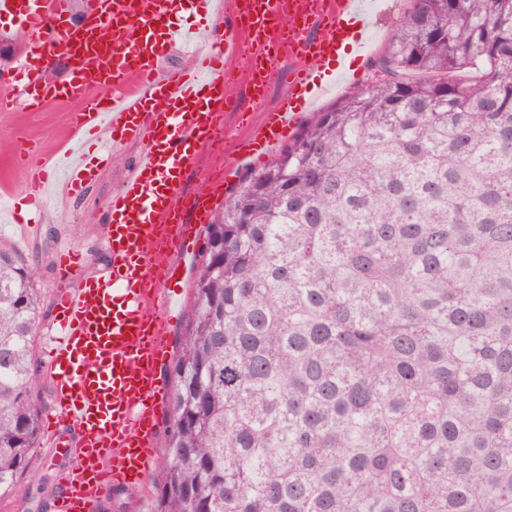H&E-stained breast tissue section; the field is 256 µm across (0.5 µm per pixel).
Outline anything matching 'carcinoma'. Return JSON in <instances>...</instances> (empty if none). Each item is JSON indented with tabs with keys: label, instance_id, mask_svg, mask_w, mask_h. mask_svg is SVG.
I'll use <instances>...</instances> for the list:
<instances>
[{
	"label": "carcinoma",
	"instance_id": "carcinoma-1",
	"mask_svg": "<svg viewBox=\"0 0 512 512\" xmlns=\"http://www.w3.org/2000/svg\"><path fill=\"white\" fill-rule=\"evenodd\" d=\"M378 78L206 226L151 512H512V0H410ZM0 243V500L42 438Z\"/></svg>",
	"mask_w": 512,
	"mask_h": 512
}]
</instances>
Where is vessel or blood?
Instances as JSON below:
<instances>
[{
  "instance_id": "vessel-or-blood-1",
  "label": "vessel or blood",
  "mask_w": 512,
  "mask_h": 512,
  "mask_svg": "<svg viewBox=\"0 0 512 512\" xmlns=\"http://www.w3.org/2000/svg\"><path fill=\"white\" fill-rule=\"evenodd\" d=\"M386 0H88L72 21L69 0H0V17L28 33L19 66L0 73V85L22 86L26 108L77 102L69 137L75 148L27 166L29 199L53 192L80 196L109 162L116 140L142 143L133 173L107 206L106 274H82L76 247L54 254L56 333L45 346L53 373L55 412L50 443L69 460L60 472L47 512H99L113 487L142 480L159 454L156 430L164 404L162 368L169 353L175 286L196 253L199 225L212 209L195 197L196 221L180 217L183 172L197 145L218 144L224 114L236 110L232 66L244 49L253 60L245 73L254 103H262L279 54L303 58L287 95L259 124L239 120L249 134L224 162L260 157L290 135L299 115L313 108L346 70L337 53L351 34L355 53L366 52ZM224 12L223 33L195 52L191 69L158 68L175 43L195 44L197 31L176 26L175 13ZM323 33L311 37L313 27ZM72 66L64 79L49 78L57 51ZM97 161H90L88 144Z\"/></svg>"
}]
</instances>
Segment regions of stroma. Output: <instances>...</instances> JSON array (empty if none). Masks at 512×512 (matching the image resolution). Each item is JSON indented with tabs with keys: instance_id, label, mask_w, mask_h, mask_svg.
Here are the masks:
<instances>
[{
	"instance_id": "stroma-1",
	"label": "stroma",
	"mask_w": 512,
	"mask_h": 512,
	"mask_svg": "<svg viewBox=\"0 0 512 512\" xmlns=\"http://www.w3.org/2000/svg\"><path fill=\"white\" fill-rule=\"evenodd\" d=\"M409 7V0H392L389 12L373 30L370 51L357 58L353 73L338 81L330 94L318 103V110H327L349 92L376 79L373 60L387 46ZM70 111V106L53 104L40 112L21 108L0 112V188H22L25 172L13 162L22 142L33 143L45 154L55 151L67 136ZM139 151L140 146L135 142L117 146L111 164L67 207L59 208L50 203L32 208L29 215L38 221L39 227L31 237H22L10 220L0 214V240L18 247L38 270L37 286L43 304L37 319V343H44L51 332L55 279L52 254L57 242L69 240L82 251L85 256L84 273L104 272L108 261L104 245L106 205L124 182ZM65 463L59 449L48 441H41L24 476V483L29 489L28 512H47L46 504L55 489L57 472ZM152 482L153 476L148 473L139 483L124 485L119 491L110 492L104 500L106 512H149L154 492Z\"/></svg>"
}]
</instances>
